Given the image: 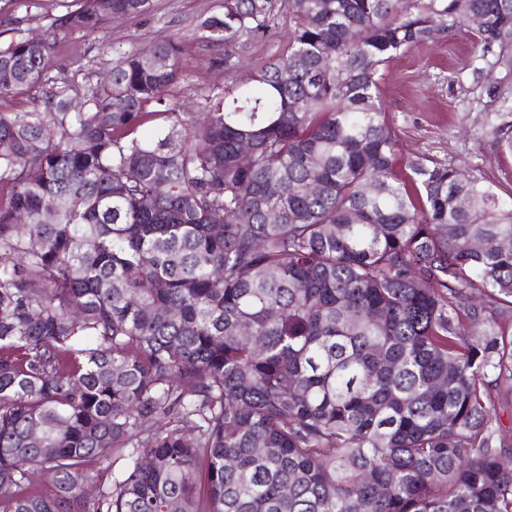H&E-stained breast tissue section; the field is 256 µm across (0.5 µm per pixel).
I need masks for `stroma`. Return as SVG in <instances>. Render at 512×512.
Returning a JSON list of instances; mask_svg holds the SVG:
<instances>
[{
  "label": "stroma",
  "instance_id": "1",
  "mask_svg": "<svg viewBox=\"0 0 512 512\" xmlns=\"http://www.w3.org/2000/svg\"><path fill=\"white\" fill-rule=\"evenodd\" d=\"M224 0H150L137 16H114L97 30L64 26L78 0H0V49L19 36L55 41L49 68L39 84L22 93H0L1 112H35L43 98L68 85L76 90L100 84L117 59L172 37L180 46V75L169 91L171 103L201 107L224 87L223 69L214 66L226 52L200 30L222 13ZM290 23L277 14L269 36L233 47L240 63L235 77L246 80L284 51ZM380 99L385 121L399 141V161L427 156L461 167L467 177L493 184L512 197V66L483 57L475 26H459L432 42L400 54L384 70ZM500 129L493 137L491 129Z\"/></svg>",
  "mask_w": 512,
  "mask_h": 512
}]
</instances>
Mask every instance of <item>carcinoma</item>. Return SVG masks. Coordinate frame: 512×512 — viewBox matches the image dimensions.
I'll return each mask as SVG.
<instances>
[{
  "mask_svg": "<svg viewBox=\"0 0 512 512\" xmlns=\"http://www.w3.org/2000/svg\"><path fill=\"white\" fill-rule=\"evenodd\" d=\"M277 8L284 52L198 113L168 99L170 39L83 112L65 85L0 113V512H512V201L429 157L400 171L379 97L457 24L511 65L512 0H224L201 29L226 73ZM52 51L1 49L0 93ZM126 450H119L116 452L109 462L104 463H88L84 467L90 469L93 473L98 474L99 482L103 485V488L109 486L112 483V478L120 472L126 465Z\"/></svg>",
  "mask_w": 512,
  "mask_h": 512,
  "instance_id": "obj_1",
  "label": "carcinoma"
}]
</instances>
